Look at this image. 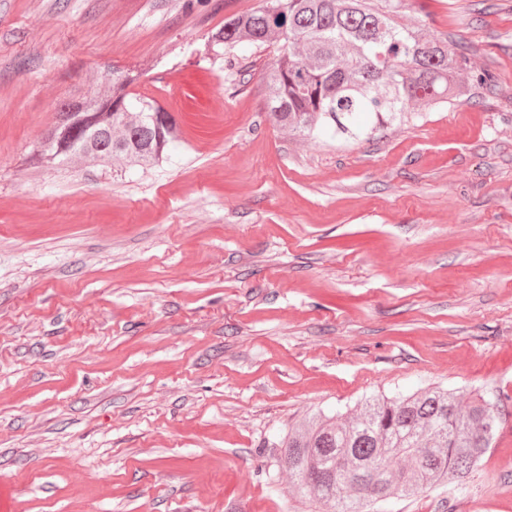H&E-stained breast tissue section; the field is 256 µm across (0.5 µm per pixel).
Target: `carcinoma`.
Returning <instances> with one entry per match:
<instances>
[{
	"instance_id": "carcinoma-1",
	"label": "carcinoma",
	"mask_w": 512,
	"mask_h": 512,
	"mask_svg": "<svg viewBox=\"0 0 512 512\" xmlns=\"http://www.w3.org/2000/svg\"><path fill=\"white\" fill-rule=\"evenodd\" d=\"M405 0H263L224 20L204 44L215 57L248 42L282 50L262 74L272 123L304 137L329 130L369 137L417 112L466 101L471 83L493 86L489 70L468 75V58L448 39L398 22ZM137 69H114L108 87L59 105L56 123L29 157L36 168L76 156L117 170L165 160L176 120L130 92ZM505 409L497 395L425 389L381 395L345 413L313 412L270 447L291 487L322 512H373L390 498L462 486L494 447Z\"/></svg>"
}]
</instances>
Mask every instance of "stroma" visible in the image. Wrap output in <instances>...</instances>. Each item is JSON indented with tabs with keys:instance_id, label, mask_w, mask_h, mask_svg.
<instances>
[{
	"instance_id": "1",
	"label": "stroma",
	"mask_w": 512,
	"mask_h": 512,
	"mask_svg": "<svg viewBox=\"0 0 512 512\" xmlns=\"http://www.w3.org/2000/svg\"><path fill=\"white\" fill-rule=\"evenodd\" d=\"M0 0V512H315L270 443L312 410L512 391V0H410L498 88L369 138L281 132L260 0ZM172 112L149 170L28 157L113 69ZM381 512H512V415L471 480Z\"/></svg>"
}]
</instances>
